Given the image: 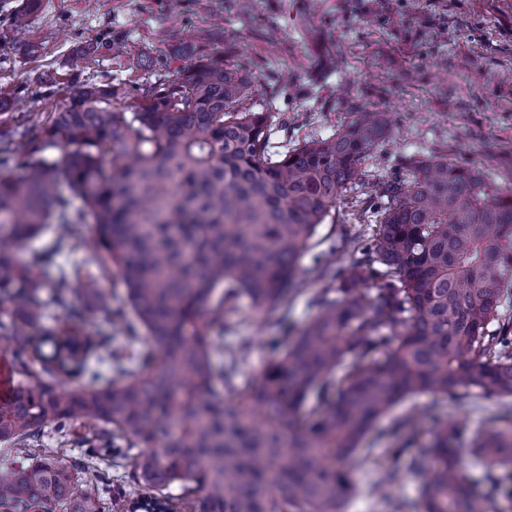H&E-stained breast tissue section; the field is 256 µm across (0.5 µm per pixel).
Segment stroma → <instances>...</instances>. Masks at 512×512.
Wrapping results in <instances>:
<instances>
[{"label": "stroma", "mask_w": 512, "mask_h": 512, "mask_svg": "<svg viewBox=\"0 0 512 512\" xmlns=\"http://www.w3.org/2000/svg\"><path fill=\"white\" fill-rule=\"evenodd\" d=\"M25 5L0 0L2 111L46 118L89 81L117 86V108L139 103L141 88L198 65V56L177 48L206 29L211 60L247 71L259 103L287 122L274 145L291 147L336 131L360 110H382L395 124L367 168L394 170L405 157L439 150L512 190V0H251L246 11L239 0H39L20 32L14 18ZM91 43L97 54L71 67V57ZM361 194L359 186L348 189L318 227L302 267L333 256L342 225L367 223L352 205ZM230 318L235 335L253 343L241 364L247 382L268 357L262 340L282 329L245 296ZM409 414L420 444L440 420L462 419L474 429L512 414V404L418 394L379 425ZM375 477V458L355 460L358 494L345 512H391L371 494Z\"/></svg>", "instance_id": "stroma-1"}]
</instances>
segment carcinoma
Returning a JSON list of instances; mask_svg holds the SVG:
<instances>
[{
	"label": "carcinoma",
	"instance_id": "cac0c4a2",
	"mask_svg": "<svg viewBox=\"0 0 512 512\" xmlns=\"http://www.w3.org/2000/svg\"><path fill=\"white\" fill-rule=\"evenodd\" d=\"M117 96L87 82L38 126L0 112V354L12 382L0 396L11 455L0 512H344L352 459L401 401L512 399V192L438 151L366 170L390 129L381 111L280 152L273 113L232 67L178 73L129 110ZM57 168L81 207L58 190ZM355 178L375 224L341 232L351 273L305 270L324 284L309 297L316 316L272 337L263 370L238 385L251 341L224 345L232 302L245 295L285 323L300 260ZM88 230L84 265L120 276L125 296L59 261ZM143 338L153 350L136 348ZM413 425L378 432L387 448L371 491L384 498ZM49 434L56 447H41ZM464 441L491 477L481 495L465 486ZM409 462L419 500L393 512H503L512 421L472 432L440 421Z\"/></svg>",
	"mask_w": 512,
	"mask_h": 512
}]
</instances>
